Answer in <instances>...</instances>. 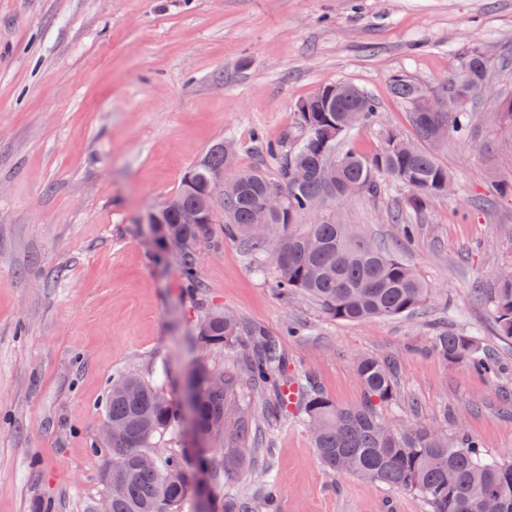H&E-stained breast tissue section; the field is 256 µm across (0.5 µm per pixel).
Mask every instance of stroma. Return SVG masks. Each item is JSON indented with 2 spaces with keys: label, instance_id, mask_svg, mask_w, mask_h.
Returning <instances> with one entry per match:
<instances>
[{
  "label": "stroma",
  "instance_id": "35a3bbf8",
  "mask_svg": "<svg viewBox=\"0 0 512 512\" xmlns=\"http://www.w3.org/2000/svg\"><path fill=\"white\" fill-rule=\"evenodd\" d=\"M512 98V0H0V512H95L107 452L92 453L108 380L168 372L182 399L191 367L237 374L234 353L190 346L202 308L175 257L160 258L142 217L174 195L219 140L236 164L275 175L263 145L293 148L295 105L321 85L366 92L378 122L344 146L369 156L393 130L448 170L447 197L422 213L380 179L319 215L389 249L431 288L424 314L348 322L281 299L238 240L201 255L212 306L280 337L288 371L341 406L363 402L359 356L397 363V397L376 412L391 429L421 425L476 440L512 461V341L496 335L478 288L512 263V122L475 106L465 140H418L391 92L404 73L439 89L472 47ZM302 323L300 336L285 333ZM475 334L494 377L445 361L434 327ZM238 477L210 487L255 512H428L416 493L329 471L288 414L264 428ZM271 472L266 505L257 481Z\"/></svg>",
  "mask_w": 512,
  "mask_h": 512
}]
</instances>
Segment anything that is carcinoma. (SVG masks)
<instances>
[{"label":"carcinoma","mask_w":512,"mask_h":512,"mask_svg":"<svg viewBox=\"0 0 512 512\" xmlns=\"http://www.w3.org/2000/svg\"><path fill=\"white\" fill-rule=\"evenodd\" d=\"M485 73L480 47L459 57L441 88L444 110L422 117L410 113L416 133L430 141L433 124L442 126L450 137L469 130L473 118L470 105L478 101L470 86ZM334 86L331 111L297 113L302 138L295 150L286 153L278 145L266 146L268 156L277 163V181L260 169H241L235 177L236 189L215 203L207 190L215 175L224 171L225 152L220 143L194 164L190 182L182 183L175 193L177 207L162 214V223L154 225L157 249H163L168 238L182 240L179 267L191 293L198 295L204 288L200 279L202 250L217 249L223 242L214 229V215L220 213L224 215V235L243 241L259 259L273 253L277 294L286 299L302 295L332 320L407 316L426 305L430 289L401 258L356 239L333 220L298 223L322 201L344 199L342 190L348 185L377 193L381 176L409 191L408 203L415 213L422 212L448 185V170L432 152L406 147L405 139L393 131L386 132L383 147L371 157L344 148L348 131L376 122L378 111L367 95L351 92L353 85L336 81ZM391 89L407 105L422 85L400 74L391 78ZM327 163L335 169L330 183L319 174ZM292 167L310 172L295 187L286 179ZM274 186L288 193L287 206L270 217L265 233L257 234L252 229V213L267 189ZM182 208L199 210L206 223H180ZM484 291L498 335L512 341V277L495 276ZM200 325L195 342L237 352L253 389L269 394L253 415L239 398V376L205 365L191 374L190 410L196 427L224 447V464L214 479L215 486L236 477L246 456L261 447L257 419L277 422L292 406L303 424L318 422L319 431L312 434L314 447L323 465L334 472L342 471L346 462L348 473L368 482L419 494L429 512H478L482 497L507 491L505 512H512L511 461L489 457L469 438L451 437L419 425L395 431L379 419L376 404L396 398L394 362L359 358L356 372L366 399L356 406H340L310 380L288 374L279 340L264 329L210 307L205 308ZM432 341L444 359L464 363L479 374H492L495 356L482 349L474 337L440 329ZM290 382L298 385L294 404L283 396V387ZM103 413L121 426L120 434L107 447L112 463L102 474L104 478L112 476V483L121 486L120 492L112 495V512H179L192 490L187 455L177 451L163 454L156 457L153 468L143 465L140 456L151 452L157 438L180 428L183 405L165 394L161 383L125 374L108 383ZM220 418L226 421L224 430L209 432L210 425ZM450 472L455 477L451 484Z\"/></svg>","instance_id":"cac0c4a2"}]
</instances>
